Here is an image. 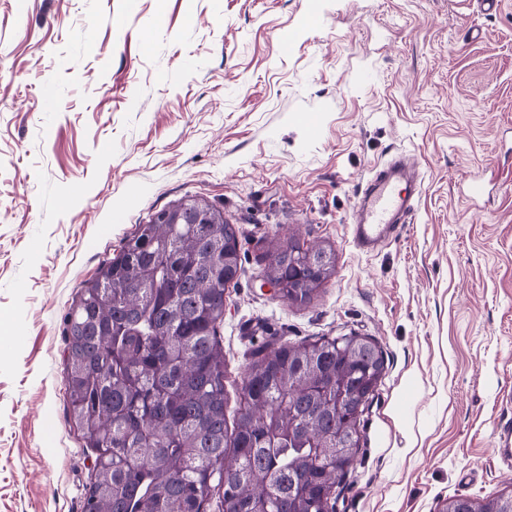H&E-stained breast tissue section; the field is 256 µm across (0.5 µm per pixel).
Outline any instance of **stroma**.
Wrapping results in <instances>:
<instances>
[{
	"label": "stroma",
	"mask_w": 512,
	"mask_h": 512,
	"mask_svg": "<svg viewBox=\"0 0 512 512\" xmlns=\"http://www.w3.org/2000/svg\"><path fill=\"white\" fill-rule=\"evenodd\" d=\"M397 153L422 188L366 255L356 196ZM187 198L239 230L228 415L257 349L369 336L386 371L336 512L512 492L493 452L512 413V0H0V512H82L64 317ZM290 237L334 257L304 303L262 280Z\"/></svg>",
	"instance_id": "stroma-1"
}]
</instances>
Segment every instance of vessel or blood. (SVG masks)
Returning a JSON list of instances; mask_svg holds the SVG:
<instances>
[{
  "mask_svg": "<svg viewBox=\"0 0 512 512\" xmlns=\"http://www.w3.org/2000/svg\"><path fill=\"white\" fill-rule=\"evenodd\" d=\"M411 168V163L402 157L375 170L367 179L361 191L358 216L351 228L352 240L361 252H376L413 212L415 192Z\"/></svg>",
  "mask_w": 512,
  "mask_h": 512,
  "instance_id": "b4317fda",
  "label": "vessel or blood"
}]
</instances>
